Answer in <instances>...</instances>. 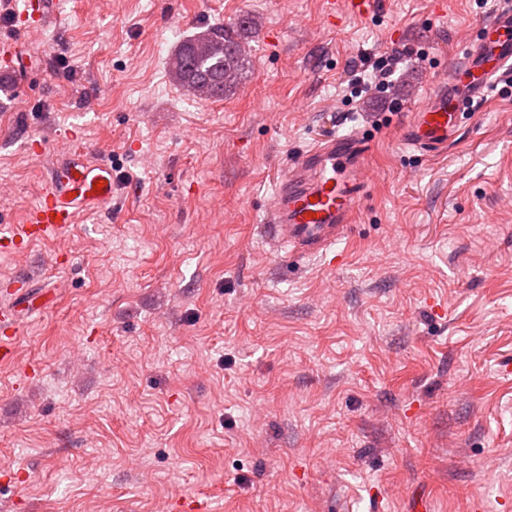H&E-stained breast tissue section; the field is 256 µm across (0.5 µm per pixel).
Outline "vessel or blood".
Instances as JSON below:
<instances>
[{"instance_id":"obj_1","label":"vessel or blood","mask_w":512,"mask_h":512,"mask_svg":"<svg viewBox=\"0 0 512 512\" xmlns=\"http://www.w3.org/2000/svg\"><path fill=\"white\" fill-rule=\"evenodd\" d=\"M512 78V0H499L464 50L450 81L434 86L426 100L409 113L400 127L405 149L423 157L448 148L465 113L486 100L497 86ZM370 141L360 130L317 140L280 175L270 197L264 234L273 250L326 255L353 223L368 183ZM113 197L111 165L71 152L50 170L48 186L27 224L15 234L0 228V239L14 246L45 241L67 231L78 214L109 204ZM0 304V363L16 357L20 330L18 308L26 300L22 282L5 289Z\"/></svg>"}]
</instances>
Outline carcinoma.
Here are the masks:
<instances>
[{"label": "carcinoma", "instance_id": "carcinoma-1", "mask_svg": "<svg viewBox=\"0 0 512 512\" xmlns=\"http://www.w3.org/2000/svg\"><path fill=\"white\" fill-rule=\"evenodd\" d=\"M251 25V20L244 19L234 26H211L184 41L177 50L184 64L174 71L176 79L197 99L224 97V91L229 89V85L224 83V72L239 75L245 68L238 31ZM197 41L208 44L206 56L196 54L194 43Z\"/></svg>", "mask_w": 512, "mask_h": 512}]
</instances>
